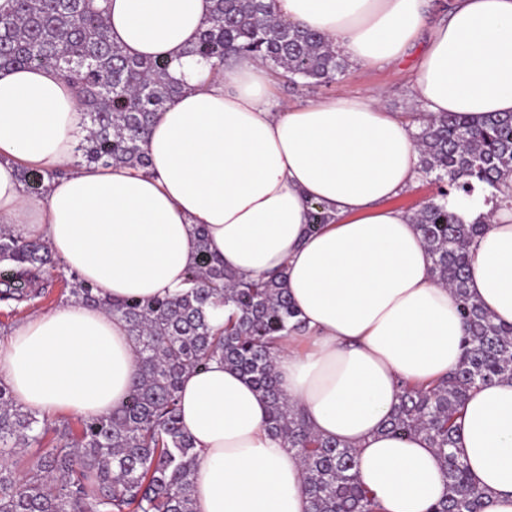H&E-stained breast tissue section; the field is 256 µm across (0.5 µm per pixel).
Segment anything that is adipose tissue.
Returning <instances> with one entry per match:
<instances>
[{
  "label": "adipose tissue",
  "mask_w": 512,
  "mask_h": 512,
  "mask_svg": "<svg viewBox=\"0 0 512 512\" xmlns=\"http://www.w3.org/2000/svg\"><path fill=\"white\" fill-rule=\"evenodd\" d=\"M213 0H107L123 52L171 61L182 92L155 120L146 167H74L84 120L71 83L51 68L0 69V224L41 236L66 269L113 299L165 298L185 287L198 230L226 270L287 275L306 330L275 359L280 386L314 432L353 447L379 512H429L447 493L421 435L383 424L403 382L428 383L460 362L456 295L431 275L410 213L392 207L421 177L420 150L382 96L283 106L271 71L241 57L212 72L191 53ZM427 0H274L275 16L322 34L352 66L403 58L421 30L412 104L427 115L512 112V0H453L427 24ZM47 173L31 192L21 166ZM329 222L308 231L310 205ZM448 208L485 226L470 245L468 294L512 326V209L482 196ZM137 370L124 321L78 301L33 314L0 341V382L44 415L121 407ZM266 399L213 361L185 375L180 419L197 453V512H312L300 458L268 432ZM456 451L489 497L512 512V380L473 389Z\"/></svg>",
  "instance_id": "1"
}]
</instances>
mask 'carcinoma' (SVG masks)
<instances>
[{
  "mask_svg": "<svg viewBox=\"0 0 512 512\" xmlns=\"http://www.w3.org/2000/svg\"><path fill=\"white\" fill-rule=\"evenodd\" d=\"M12 2L0 12V66L52 67L73 82L85 114L76 147L83 163L145 166L149 128L182 90L169 61L123 54L96 0ZM191 54L214 67L249 55L293 83L329 84L346 67L321 35L279 21L266 0H214ZM412 137L423 174L438 183L413 219L432 255L433 278L460 301L464 354L444 381L404 385L385 427L396 437L423 434L440 453L448 494L429 512H481L484 493L454 451V420L472 388L512 380V326L495 323L468 296L469 246L482 226L465 223L447 201L453 190H496L512 172V113L478 121L446 113L422 120ZM198 235V261L173 298L115 302L70 274L75 300L126 323L137 373L121 408L81 418L76 432L56 429L50 445L48 420L17 404L0 382V512H197L196 453L180 422L179 389L186 373L215 359L268 400L266 428L301 458L313 512H375L354 472L352 449L315 434L280 389L275 356L301 327L286 274L242 279L225 271L204 232ZM0 263L11 268L0 278V302L20 303L43 297L37 274L61 261L44 240L18 237L0 224ZM221 309L228 315L216 330L209 316Z\"/></svg>",
  "mask_w": 512,
  "mask_h": 512,
  "instance_id": "obj_1",
  "label": "carcinoma"
}]
</instances>
